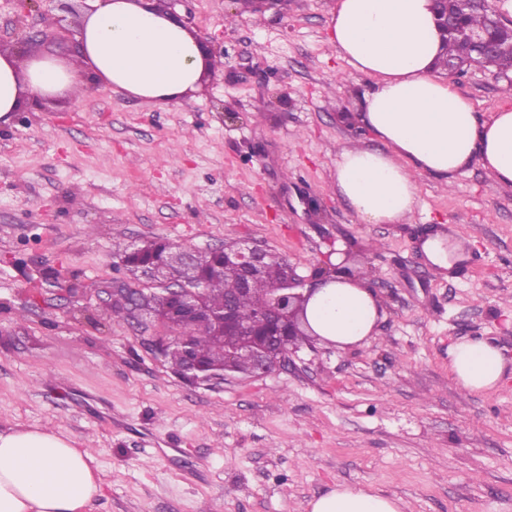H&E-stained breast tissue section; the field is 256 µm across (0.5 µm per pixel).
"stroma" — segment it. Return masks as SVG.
Segmentation results:
<instances>
[{"instance_id":"1","label":"stroma","mask_w":512,"mask_h":512,"mask_svg":"<svg viewBox=\"0 0 512 512\" xmlns=\"http://www.w3.org/2000/svg\"><path fill=\"white\" fill-rule=\"evenodd\" d=\"M336 0H178L219 49L213 78L146 104L92 82L0 120V430L92 448L93 512H308L336 484L396 496L405 512H512V186L478 162L417 176L407 222L364 224L336 190L342 148H379L359 120L371 80L327 40ZM70 10L0 0V42L78 29ZM482 118L505 103L484 70L448 79ZM207 249L250 241L299 275L345 251L379 298L366 343L302 347L266 377L190 385L152 357L154 321L99 301L122 250L153 237ZM442 240L448 262L423 249ZM467 266H454L458 242ZM480 338L506 362L470 394L448 368Z\"/></svg>"}]
</instances>
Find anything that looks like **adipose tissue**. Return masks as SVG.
I'll use <instances>...</instances> for the list:
<instances>
[{"mask_svg":"<svg viewBox=\"0 0 512 512\" xmlns=\"http://www.w3.org/2000/svg\"><path fill=\"white\" fill-rule=\"evenodd\" d=\"M77 63L50 55L18 62L0 54V117L24 98L84 92L88 77L113 91L163 105L195 90L205 61L195 37L152 0H93L81 26ZM329 41L340 58L370 77L361 120L382 149L347 148L336 160V188L367 224H395L418 204L415 174L442 180L479 161L512 185V108L480 119L434 62L445 51L431 0H337ZM381 304L364 282L330 281L310 299L308 319L339 348L372 336ZM458 385L475 394L497 388L504 360L481 339L449 349ZM103 494L94 455L61 435L0 431V512H91ZM309 512H403L404 503L336 485Z\"/></svg>","mask_w":512,"mask_h":512,"instance_id":"ef3b65f1","label":"adipose tissue"}]
</instances>
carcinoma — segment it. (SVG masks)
I'll return each instance as SVG.
<instances>
[{"instance_id": "obj_1", "label": "carcinoma", "mask_w": 512, "mask_h": 512, "mask_svg": "<svg viewBox=\"0 0 512 512\" xmlns=\"http://www.w3.org/2000/svg\"><path fill=\"white\" fill-rule=\"evenodd\" d=\"M450 13L465 25L478 29L486 27V13L475 9L471 0H448ZM446 58L461 65L457 73H466L465 66L478 60L480 66L494 70L498 75H507L512 70V52L505 51L497 55L476 58L469 42L461 37H448ZM162 239L147 240L141 245L125 248L120 254L122 267L126 272L125 288L112 293L109 309L116 315L131 308L132 294L128 289L138 290L139 313L155 317V304L159 299L158 286H141L140 271L142 266L152 258L165 254ZM225 251L211 249L205 252H194L197 272L193 280L201 289V298L211 307H221L224 299L235 301L242 322L259 330L269 326L262 321L264 310L280 296L286 288L288 261L276 254L269 253L263 271L254 277L248 290L241 292L242 271L234 264L224 261ZM189 339L190 351L179 347L164 353L163 362L180 378L192 375L205 384L220 375L240 376L249 378L253 371V354L244 347L238 346L236 336L215 335L213 326L205 321H198L185 328Z\"/></svg>"}]
</instances>
